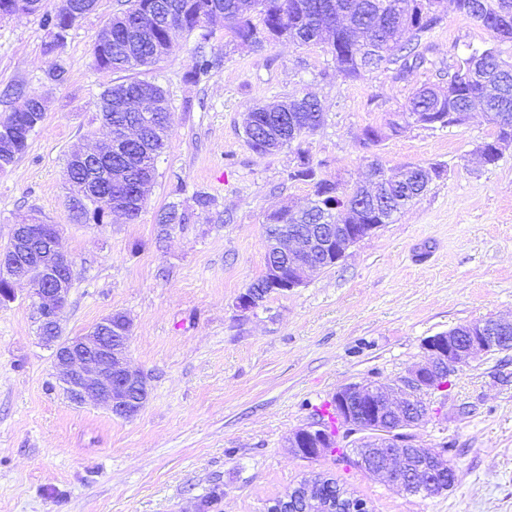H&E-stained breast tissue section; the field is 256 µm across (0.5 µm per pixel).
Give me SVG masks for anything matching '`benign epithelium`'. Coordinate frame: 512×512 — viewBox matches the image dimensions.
<instances>
[{
	"label": "benign epithelium",
	"instance_id": "benign-epithelium-1",
	"mask_svg": "<svg viewBox=\"0 0 512 512\" xmlns=\"http://www.w3.org/2000/svg\"><path fill=\"white\" fill-rule=\"evenodd\" d=\"M80 9L75 0H63L61 15L76 21L91 12L96 0ZM111 132L110 140L100 150L77 151V161L91 155L121 152L123 143L132 138V131L104 122ZM76 197L88 207L101 201L90 184L75 185ZM380 228L378 224H338L334 228L313 230L301 234H284L270 240L266 248L287 259L268 271L269 292H290L304 286L310 276L327 266L335 265L358 241ZM39 236L45 259L31 253V242ZM59 229L31 216L14 225L8 245L0 249V301L15 299L14 282L24 280L30 285L29 298L38 304L39 330L42 340L56 345L52 360L55 378L67 397L77 406L96 402L109 408L115 416L132 419L143 408L138 394H148L146 376L131 368L128 360L132 327L117 339H112V316L96 323L87 333L60 342L59 316L66 307L73 281V259L61 251ZM512 344V322L483 320L438 333L424 342L425 355L394 383H354L336 392L339 406V431L350 436L368 421H395L398 428L411 430L422 423L429 410L422 396L437 391L446 381L478 353L488 354ZM331 429L315 419L288 435V447L294 454L312 461L325 453L323 443ZM353 460L373 476H385L401 491L431 496L447 491L448 460L439 448L420 446L414 440L366 445L355 451ZM327 479L314 474L301 482L290 495L273 501L266 512H293L298 500H303L310 512H360L362 505L353 504V496L341 488L336 499H323L318 489Z\"/></svg>",
	"mask_w": 512,
	"mask_h": 512
}]
</instances>
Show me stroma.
<instances>
[{
    "mask_svg": "<svg viewBox=\"0 0 512 512\" xmlns=\"http://www.w3.org/2000/svg\"><path fill=\"white\" fill-rule=\"evenodd\" d=\"M119 8L98 0L74 22L59 50L68 71L59 86L44 80L51 58L39 16L0 21V119L16 89L45 98L26 153L0 171V248L21 216L60 225L74 261L64 335L125 313L130 362L146 373L149 398L132 420L72 405L39 338L29 287L16 283L15 300L0 303V512H196L216 485L218 512H264L314 473L372 512H512V350L477 355L447 391L426 398L416 441L447 445L458 475L451 490L408 495L335 456L304 461L288 446L340 388L398 380L422 360L427 337L512 320V144L495 164L478 163L475 147L496 129L477 110L460 124L408 126L363 144L365 129L385 128L417 88L446 84L458 59L492 48L512 63V41L443 0L440 24L420 40L425 64L403 79L389 66L348 79L325 45L280 41L235 49L222 71L194 85L184 74L200 34L172 31V53L133 72L160 85L171 105L151 191L136 220L76 224L65 163L109 139L97 99L122 75L97 68L93 46ZM303 95L318 101L324 124L297 147L255 153L245 112ZM301 150L344 190L366 184L375 161L390 176L405 165L443 172L336 265L241 311L237 297L265 270L267 215L305 208L313 196L312 184L287 178ZM200 189L216 208H197ZM171 205L193 218L165 233L158 218Z\"/></svg>",
    "mask_w": 512,
    "mask_h": 512,
    "instance_id": "stroma-1",
    "label": "stroma"
}]
</instances>
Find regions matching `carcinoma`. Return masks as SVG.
<instances>
[{
  "label": "carcinoma",
  "instance_id": "carcinoma-1",
  "mask_svg": "<svg viewBox=\"0 0 512 512\" xmlns=\"http://www.w3.org/2000/svg\"><path fill=\"white\" fill-rule=\"evenodd\" d=\"M436 0H131V5L112 17V39L95 43L97 65L115 72H127L150 65L172 51L170 33L174 29L193 31L201 29L213 16L224 17V30L233 45L250 50H261L265 44L280 39L292 43L310 44L324 41L329 46L336 67L347 77L360 75L361 39L374 34L379 63L396 66V77L424 62L412 42H400L406 30L415 37L429 32L441 21L434 10ZM457 8L466 17L474 18L475 10L483 12L484 27L501 40H512V0H456ZM43 27L49 37L64 38L71 23L57 14H42ZM226 55L208 52L197 46L185 79L198 83L210 78L224 67ZM474 64L468 80L458 79V73L448 74V88L423 87L409 99L404 113H434L443 125L462 122L475 104H480L490 120L498 125L512 126V64L502 61L494 53L488 58L473 53L464 64ZM500 88L496 97L486 96L489 85ZM24 106H16L4 118L26 124L30 112H39V103L24 97ZM135 100L144 105V111L154 113L159 120L170 121V102L159 85L139 79L112 84L99 95L98 111L112 122H132L139 109L127 108ZM253 122L244 128V135L255 152L271 154L280 151L300 138L314 133L323 125V112L318 103L304 96L287 99L276 105L256 104L249 108ZM165 142L145 132L139 136L132 154L124 162L108 163L99 159L71 172L76 179L89 178L99 170L113 169L116 173L108 196L126 204L127 211L138 217L146 196L142 186L155 177L156 159ZM421 169L407 167L400 176L405 183L393 185L389 179L381 185L380 193L362 187L336 197L338 184L317 176V169L308 165L295 169L288 179L313 184L315 200L302 213L275 211L264 224V238L276 234L279 225L293 228L301 224H388L395 214L404 209L424 186L417 180ZM70 218L76 223L105 224L104 208L78 210L69 207ZM190 216L171 206L161 214L164 228L186 224Z\"/></svg>",
  "mask_w": 512,
  "mask_h": 512
}]
</instances>
